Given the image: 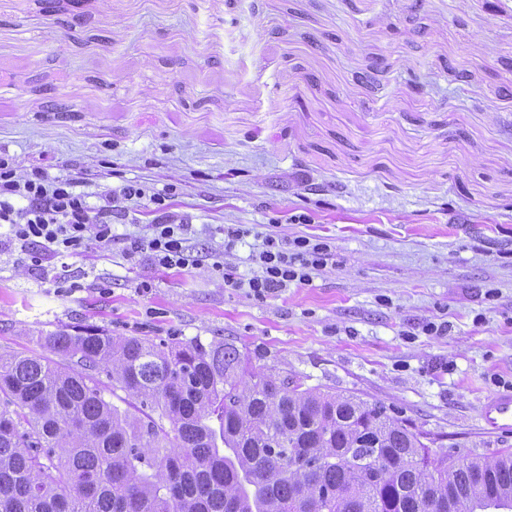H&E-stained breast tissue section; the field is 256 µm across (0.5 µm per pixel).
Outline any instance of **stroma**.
Here are the masks:
<instances>
[{"label": "stroma", "mask_w": 512, "mask_h": 512, "mask_svg": "<svg viewBox=\"0 0 512 512\" xmlns=\"http://www.w3.org/2000/svg\"><path fill=\"white\" fill-rule=\"evenodd\" d=\"M0 0V153L106 192L176 186L200 248L221 227L330 242L264 300L208 266L98 248L27 275L0 243V353L86 326L224 340L254 370L354 395L464 459L512 448V0ZM305 211L308 224L287 218ZM150 282L140 293L141 282ZM444 325L440 334L424 327ZM479 419L483 427L491 432L512 431V388L488 395L482 403Z\"/></svg>", "instance_id": "1"}]
</instances>
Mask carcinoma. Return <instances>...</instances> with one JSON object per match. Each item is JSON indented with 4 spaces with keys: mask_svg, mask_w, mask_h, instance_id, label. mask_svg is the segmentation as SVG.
Listing matches in <instances>:
<instances>
[{
    "mask_svg": "<svg viewBox=\"0 0 512 512\" xmlns=\"http://www.w3.org/2000/svg\"><path fill=\"white\" fill-rule=\"evenodd\" d=\"M42 340L63 362L0 353V512H512V450L433 455L383 407L289 387L233 343Z\"/></svg>",
    "mask_w": 512,
    "mask_h": 512,
    "instance_id": "carcinoma-1",
    "label": "carcinoma"
}]
</instances>
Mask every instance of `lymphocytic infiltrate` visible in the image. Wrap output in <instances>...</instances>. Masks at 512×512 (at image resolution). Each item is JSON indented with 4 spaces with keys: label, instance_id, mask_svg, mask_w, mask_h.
Masks as SVG:
<instances>
[{
    "label": "lymphocytic infiltrate",
    "instance_id": "1",
    "mask_svg": "<svg viewBox=\"0 0 512 512\" xmlns=\"http://www.w3.org/2000/svg\"><path fill=\"white\" fill-rule=\"evenodd\" d=\"M175 195V188L156 191L133 180L94 199L79 189L77 180L51 181L38 168L22 176L14 159L0 156V224L7 225V238L25 254L32 275L41 274L45 256H79L115 244L131 261L166 269L201 266L204 257L190 241L191 224L171 210ZM136 206L153 216L148 234H115L114 225L133 223ZM248 238L253 241L250 276L225 265L220 255L214 256L211 268L225 287L247 290L258 300L293 284H309L313 273L333 258L326 241L306 237L289 241L243 224L225 227L224 248L232 250Z\"/></svg>",
    "mask_w": 512,
    "mask_h": 512
}]
</instances>
